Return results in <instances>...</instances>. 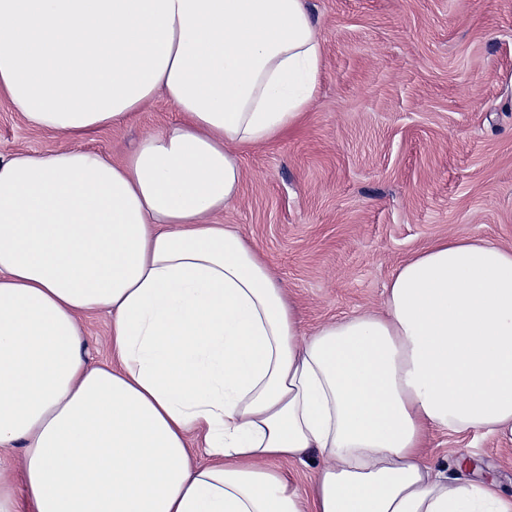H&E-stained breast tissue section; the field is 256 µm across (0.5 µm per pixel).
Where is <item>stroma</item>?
<instances>
[{"label": "stroma", "mask_w": 512, "mask_h": 512, "mask_svg": "<svg viewBox=\"0 0 512 512\" xmlns=\"http://www.w3.org/2000/svg\"><path fill=\"white\" fill-rule=\"evenodd\" d=\"M323 42L296 132L240 154L238 225L298 306L304 331L379 308L391 277L432 241L512 245V0H307ZM178 119L158 96L79 149L125 161ZM51 132L0 95V155L50 154ZM112 317L82 320L92 362L110 359ZM449 475L512 495V441L436 433Z\"/></svg>", "instance_id": "obj_1"}]
</instances>
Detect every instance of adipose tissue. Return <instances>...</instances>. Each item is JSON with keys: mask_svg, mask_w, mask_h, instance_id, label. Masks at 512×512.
Wrapping results in <instances>:
<instances>
[{"mask_svg": "<svg viewBox=\"0 0 512 512\" xmlns=\"http://www.w3.org/2000/svg\"><path fill=\"white\" fill-rule=\"evenodd\" d=\"M322 61L305 0H0V92L30 124L85 139L159 95L180 114L120 165L0 156V512H512L427 454L435 431L512 440V247L435 240L381 312L306 336L211 221ZM316 454L308 485L279 467ZM111 321V315L106 312L92 313L82 320L86 351L93 363H106L110 360Z\"/></svg>", "mask_w": 512, "mask_h": 512, "instance_id": "adipose-tissue-1", "label": "adipose tissue"}]
</instances>
